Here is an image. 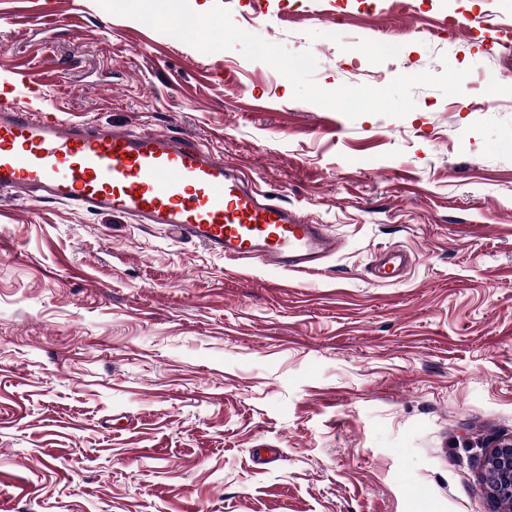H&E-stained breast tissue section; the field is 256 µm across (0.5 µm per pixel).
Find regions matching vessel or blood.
Listing matches in <instances>:
<instances>
[{
  "instance_id": "obj_1",
  "label": "vessel or blood",
  "mask_w": 512,
  "mask_h": 512,
  "mask_svg": "<svg viewBox=\"0 0 512 512\" xmlns=\"http://www.w3.org/2000/svg\"><path fill=\"white\" fill-rule=\"evenodd\" d=\"M0 190L124 214L232 260L311 274L338 253L325 225L241 177L222 156L167 133L130 132L0 105ZM382 253L378 282L407 267Z\"/></svg>"
}]
</instances>
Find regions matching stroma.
Segmentation results:
<instances>
[{"label":"stroma","mask_w":512,"mask_h":512,"mask_svg":"<svg viewBox=\"0 0 512 512\" xmlns=\"http://www.w3.org/2000/svg\"><path fill=\"white\" fill-rule=\"evenodd\" d=\"M219 2L311 51L324 89L449 65L462 92L351 120L239 48L96 0H0V51L47 79L0 70L17 106L188 139L344 243L315 276L244 271L0 191V507L495 512L480 458L512 439V0ZM387 247L413 263L377 284Z\"/></svg>","instance_id":"stroma-1"}]
</instances>
